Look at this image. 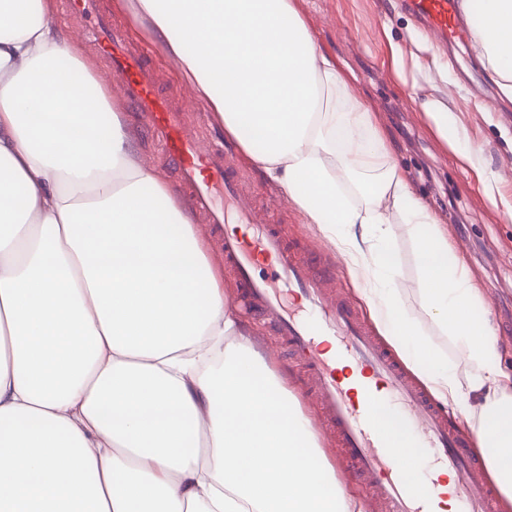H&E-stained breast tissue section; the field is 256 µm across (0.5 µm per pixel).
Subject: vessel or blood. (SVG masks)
I'll return each instance as SVG.
<instances>
[{
	"label": "vessel or blood",
	"mask_w": 512,
	"mask_h": 512,
	"mask_svg": "<svg viewBox=\"0 0 512 512\" xmlns=\"http://www.w3.org/2000/svg\"><path fill=\"white\" fill-rule=\"evenodd\" d=\"M71 13L93 15L92 40L109 60L112 81L178 171L193 208L222 235L224 265L250 310L299 359L322 421L340 457L378 512H434L436 490L410 483L397 448L378 422L394 410L412 428L410 445L426 449L432 469H447L461 512H497L495 488L481 478L469 442L448 424L444 409L375 336L336 277L302 259L249 202L228 149L203 147L200 129L160 90L156 70L132 47L94 0H67ZM404 7L441 43L464 39L470 24L458 0H404ZM250 225L245 237L226 224Z\"/></svg>",
	"instance_id": "vessel-or-blood-1"
}]
</instances>
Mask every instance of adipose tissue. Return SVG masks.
I'll list each match as a JSON object with an SVG mask.
<instances>
[{"instance_id": "adipose-tissue-1", "label": "adipose tissue", "mask_w": 512, "mask_h": 512, "mask_svg": "<svg viewBox=\"0 0 512 512\" xmlns=\"http://www.w3.org/2000/svg\"><path fill=\"white\" fill-rule=\"evenodd\" d=\"M116 5L147 20L197 105L337 249L380 336L459 412L512 505V371L483 294L296 0ZM462 7L512 97V0ZM397 219L454 359L401 299ZM355 509L52 0H0V512Z\"/></svg>"}]
</instances>
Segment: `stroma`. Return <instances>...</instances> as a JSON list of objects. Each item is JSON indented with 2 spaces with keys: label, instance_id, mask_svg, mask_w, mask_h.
<instances>
[{
  "label": "stroma",
  "instance_id": "35a3bbf8",
  "mask_svg": "<svg viewBox=\"0 0 512 512\" xmlns=\"http://www.w3.org/2000/svg\"><path fill=\"white\" fill-rule=\"evenodd\" d=\"M298 8L309 24L318 46L336 58L350 75L351 92L366 96L372 103L397 152L396 162L415 193L430 206L448 230V239L466 262L474 282L487 299L498 331L499 349L505 367L512 369V218L505 206L512 204V119L494 109L502 94L488 78L486 69L469 72L467 63L476 58L472 41L445 46H431L424 53L426 64L435 62L448 73L447 80L424 69H416L412 61L404 63V80L392 74L391 48L413 47L425 41L426 35L416 19L401 11L397 0H297ZM101 13L121 28L129 40L143 50L161 75L163 89L170 92L176 104L190 116L201 109L190 97L189 89L179 80L175 63L148 36L134 18L114 5V0H97ZM55 20L63 29L76 33L84 57L93 65L96 77L111 85L107 59L86 35L89 19L66 12L65 0H54ZM446 101L471 144L498 177L497 187L504 206L493 207L487 201L482 185L470 169L465 168L456 152L434 137L420 112L429 98ZM137 128L138 160L160 172L176 195H183L177 172L162 156L150 133L141 126L136 113L128 115ZM234 163L258 205L267 207L268 220L276 224L282 236L299 253L316 255L322 265L332 270L350 302H357L354 286L341 258L332 246L302 224L298 212L288 202L270 204L267 193L274 185L255 169L243 154ZM395 246L399 254L403 283L401 298L405 306L420 317L433 345L445 356L455 352L447 336L426 318L417 287L419 273L413 245L404 225H396ZM228 307L249 328L261 336L270 355V365L283 372L289 387L298 397L303 412L319 422L320 411L303 386L304 369L300 361L288 355L275 341L270 326L251 317L244 309L240 290L232 277H225Z\"/></svg>",
  "mask_w": 512,
  "mask_h": 512
}]
</instances>
